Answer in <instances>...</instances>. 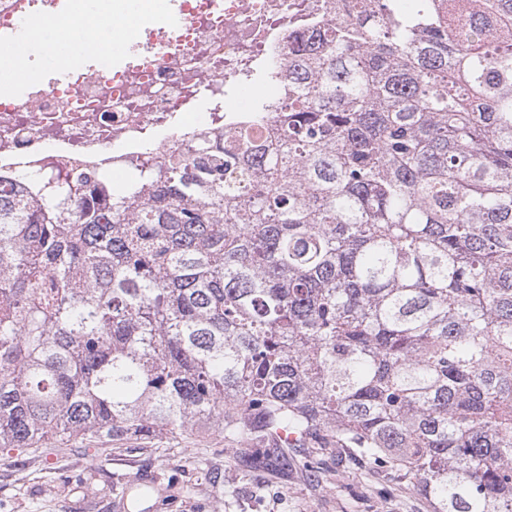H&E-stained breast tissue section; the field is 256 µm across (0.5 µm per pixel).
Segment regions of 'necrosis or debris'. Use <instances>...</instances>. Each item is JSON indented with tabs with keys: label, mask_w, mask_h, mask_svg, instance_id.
<instances>
[{
	"label": "necrosis or debris",
	"mask_w": 512,
	"mask_h": 512,
	"mask_svg": "<svg viewBox=\"0 0 512 512\" xmlns=\"http://www.w3.org/2000/svg\"><path fill=\"white\" fill-rule=\"evenodd\" d=\"M323 0H181L175 26L141 28L130 61L71 66L64 78L28 74L27 93L0 90V190L40 198L68 182L74 209L87 200L81 178L93 173L113 189L168 151H186L192 134L224 139V122L247 118L225 85L257 60L305 57L330 20ZM0 0V32L22 19L67 20L82 0Z\"/></svg>",
	"instance_id": "obj_1"
}]
</instances>
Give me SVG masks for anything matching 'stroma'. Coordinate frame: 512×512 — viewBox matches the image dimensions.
Masks as SVG:
<instances>
[{
	"instance_id": "stroma-1",
	"label": "stroma",
	"mask_w": 512,
	"mask_h": 512,
	"mask_svg": "<svg viewBox=\"0 0 512 512\" xmlns=\"http://www.w3.org/2000/svg\"><path fill=\"white\" fill-rule=\"evenodd\" d=\"M140 474L153 487L144 498L127 492ZM121 498L126 512H429L407 484L366 467L242 474L218 433L131 438L96 459L81 440L0 457V512H113Z\"/></svg>"
}]
</instances>
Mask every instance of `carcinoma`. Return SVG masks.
<instances>
[{
	"label": "carcinoma",
	"instance_id": "cac0c4a2",
	"mask_svg": "<svg viewBox=\"0 0 512 512\" xmlns=\"http://www.w3.org/2000/svg\"><path fill=\"white\" fill-rule=\"evenodd\" d=\"M251 122L0 193V448L218 432L512 512V0H356Z\"/></svg>",
	"mask_w": 512,
	"mask_h": 512
}]
</instances>
